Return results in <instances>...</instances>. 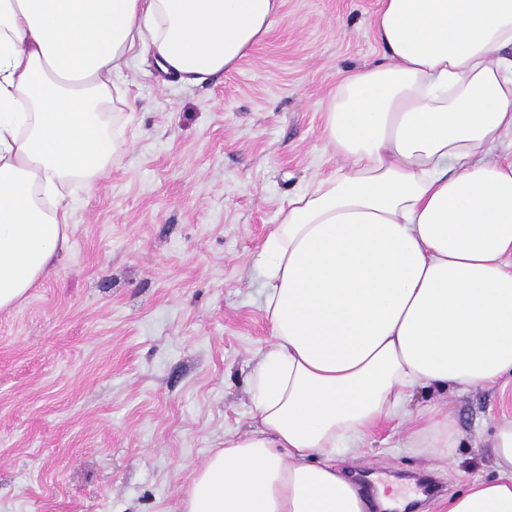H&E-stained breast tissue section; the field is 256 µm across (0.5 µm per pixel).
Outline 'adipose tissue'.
<instances>
[{"instance_id": "ef3b65f1", "label": "adipose tissue", "mask_w": 512, "mask_h": 512, "mask_svg": "<svg viewBox=\"0 0 512 512\" xmlns=\"http://www.w3.org/2000/svg\"><path fill=\"white\" fill-rule=\"evenodd\" d=\"M281 0H0V312L69 235L63 192L92 190L120 141L142 54L186 87L233 69ZM385 60L344 77L324 131L343 165L291 194L258 255L272 343L252 424L196 472L183 512H369L336 465L422 389L512 375V0H381ZM452 456L455 423L412 415ZM494 478L444 512H512V418Z\"/></svg>"}]
</instances>
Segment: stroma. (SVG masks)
I'll use <instances>...</instances> for the list:
<instances>
[{
	"mask_svg": "<svg viewBox=\"0 0 512 512\" xmlns=\"http://www.w3.org/2000/svg\"><path fill=\"white\" fill-rule=\"evenodd\" d=\"M380 6L282 0L235 69L190 88L134 62L109 171L66 194L67 248L0 314V512H181L211 450L249 428L272 341L257 255L289 195L341 164L324 112L345 74L381 61ZM411 407L454 418V462L394 419L341 465L390 498L383 512H442L449 488L493 477L512 379Z\"/></svg>",
	"mask_w": 512,
	"mask_h": 512,
	"instance_id": "stroma-1",
	"label": "stroma"
}]
</instances>
